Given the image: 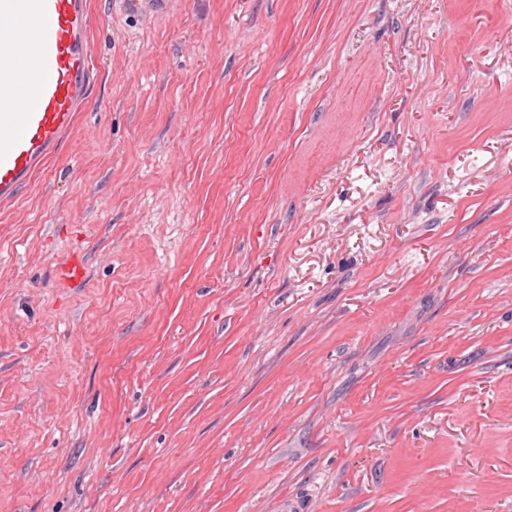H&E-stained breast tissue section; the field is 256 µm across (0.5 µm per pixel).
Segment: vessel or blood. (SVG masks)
<instances>
[{
	"label": "vessel or blood",
	"mask_w": 512,
	"mask_h": 512,
	"mask_svg": "<svg viewBox=\"0 0 512 512\" xmlns=\"http://www.w3.org/2000/svg\"><path fill=\"white\" fill-rule=\"evenodd\" d=\"M94 85L87 0H0V206L58 153Z\"/></svg>",
	"instance_id": "1"
}]
</instances>
